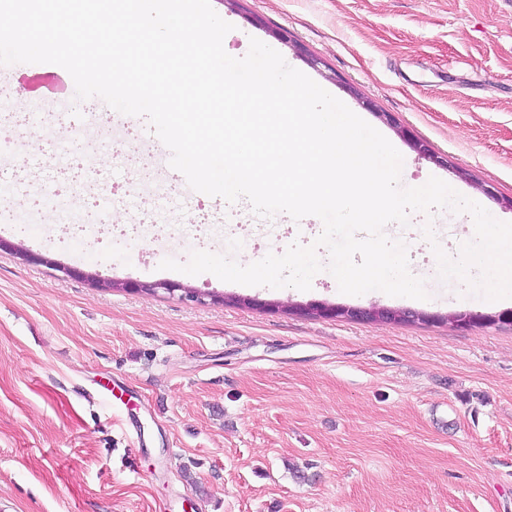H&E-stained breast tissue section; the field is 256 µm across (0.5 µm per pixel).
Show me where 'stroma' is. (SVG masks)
Here are the masks:
<instances>
[{"label": "stroma", "mask_w": 512, "mask_h": 512, "mask_svg": "<svg viewBox=\"0 0 512 512\" xmlns=\"http://www.w3.org/2000/svg\"><path fill=\"white\" fill-rule=\"evenodd\" d=\"M211 3L234 26L223 41L229 55L245 56L253 38L278 51L394 145L402 186L435 176L512 222L500 204L512 196V0ZM44 69L0 68V185L13 188L0 209L32 201L30 163L18 149L25 140L57 159L40 175L48 191L68 194L83 182L89 145L113 198L128 197L138 179L116 160L117 144L131 130L143 152L147 118L130 127L86 100L70 121L35 128L32 108L18 101L31 90L28 74ZM403 128L449 167L414 152ZM133 213L138 239L120 224L100 243L53 224L0 227V237L42 257L0 252V512H512V323H364L268 308L512 310V298L490 302L464 282L441 281L432 249L414 245L428 225L457 256L474 237L471 219L452 222L441 210L411 213L405 229L387 225L429 294L415 300L345 295L327 272L301 291L160 269L166 258L187 262L198 238L222 254L225 236L242 234L260 259L322 231L316 217L301 228L242 202L186 200L173 169L164 198ZM153 218L166 237H154ZM52 259L76 275L51 269ZM89 272L267 306L104 291L89 285ZM114 381L122 399L105 394Z\"/></svg>", "instance_id": "obj_1"}]
</instances>
